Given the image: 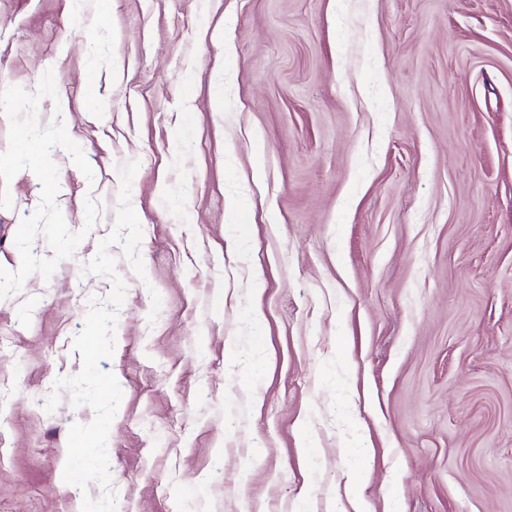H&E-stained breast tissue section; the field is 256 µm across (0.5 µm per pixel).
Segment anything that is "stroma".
Returning a JSON list of instances; mask_svg holds the SVG:
<instances>
[{
  "mask_svg": "<svg viewBox=\"0 0 512 512\" xmlns=\"http://www.w3.org/2000/svg\"><path fill=\"white\" fill-rule=\"evenodd\" d=\"M53 71L94 176L54 147L85 237L0 299V512H81L90 406L57 378L109 278L119 166L145 274L115 352L112 485L132 512H512V0H0V90ZM0 208V267L40 202ZM99 206L85 225V202ZM158 292L159 312L151 310Z\"/></svg>",
  "mask_w": 512,
  "mask_h": 512,
  "instance_id": "obj_1",
  "label": "stroma"
}]
</instances>
